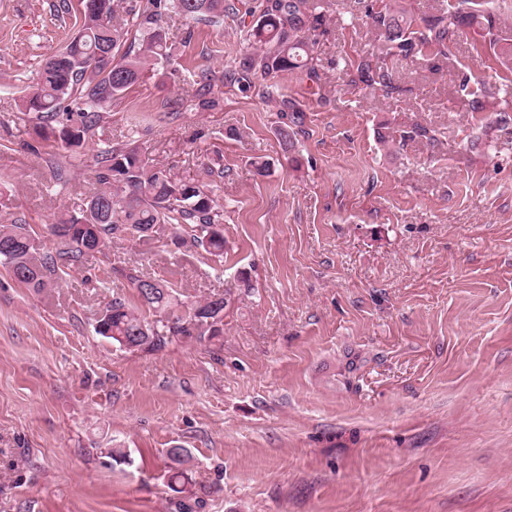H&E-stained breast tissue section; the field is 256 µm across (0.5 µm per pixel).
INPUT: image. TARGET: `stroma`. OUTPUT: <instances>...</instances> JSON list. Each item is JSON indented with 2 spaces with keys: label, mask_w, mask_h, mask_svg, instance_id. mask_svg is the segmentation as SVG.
Here are the masks:
<instances>
[{
  "label": "stroma",
  "mask_w": 512,
  "mask_h": 512,
  "mask_svg": "<svg viewBox=\"0 0 512 512\" xmlns=\"http://www.w3.org/2000/svg\"><path fill=\"white\" fill-rule=\"evenodd\" d=\"M328 2L320 84L288 73L270 96L237 82L261 0H224L218 26L162 17L170 61L67 148L19 120L18 98L75 15L0 0V217L52 250L95 153L126 144L186 180L223 167L225 205L220 257L178 247L168 224L113 240L47 296L0 266V512H174V447L192 486L215 489L202 512H512V123L470 146L490 118L472 99L512 72L472 34L439 72L395 61L369 0ZM362 55L400 95L348 85ZM202 70L216 107L199 104ZM284 98L304 111L292 154ZM382 122L435 140L378 141ZM123 268L187 305L226 295L221 347L133 354L96 335ZM184 448H170L167 451V456L170 461V464L168 466V481L170 482V485L172 488H174V491L177 493H182L184 489H179L174 487L173 485L179 484L180 486H185L186 484H189V480L187 477V474L180 468V465L183 462L184 457Z\"/></svg>",
  "instance_id": "stroma-1"
}]
</instances>
